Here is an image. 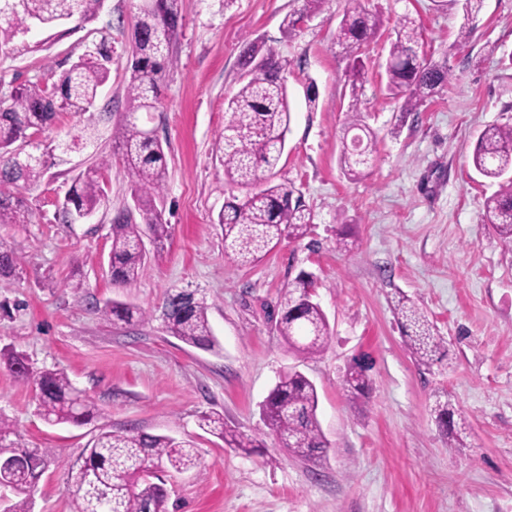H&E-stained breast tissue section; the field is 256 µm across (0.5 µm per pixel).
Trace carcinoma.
<instances>
[{
	"instance_id": "obj_1",
	"label": "carcinoma",
	"mask_w": 512,
	"mask_h": 512,
	"mask_svg": "<svg viewBox=\"0 0 512 512\" xmlns=\"http://www.w3.org/2000/svg\"><path fill=\"white\" fill-rule=\"evenodd\" d=\"M351 2L354 7L343 14L336 32V43L349 59L346 77L351 98L342 128L339 163L344 175L356 180L370 166L375 150L374 134L360 110L361 55L378 36L382 23L361 0ZM101 7L102 0H0V46L35 24L50 27L65 20L89 22ZM180 10V0H158L156 8L139 11L135 22L127 83L131 112L124 122L112 127L111 138L127 163L134 206L143 223H136L130 209L112 220L108 274L118 286L138 278L147 258L143 237H150L159 250L170 237L169 225L154 200L168 174L165 153L157 138L137 123L135 113L155 108L163 73L176 64L173 44L179 35ZM420 36L416 20L401 17L386 60L387 90L402 100L403 115L418 111L446 88L451 78L447 65L419 54ZM109 59L107 47L101 45L79 57L57 80L21 84L0 103V224L31 223V207L14 194L21 183L37 185L47 169V151L31 136L53 124L63 112L80 115L89 111L108 79ZM238 65L245 80L228 100L230 118L219 136V151L225 181L246 193L225 199L218 224L224 232V249L243 262H255L271 243L285 237H305L313 214L292 186L273 180L291 124L290 101L282 78L288 62L275 51L246 39ZM472 165L478 175L498 184V190L485 201L484 222L504 244L512 246V126L487 125L479 131ZM109 167L110 161L101 158L77 176L66 196L64 217L92 213L101 205ZM19 266V254L0 243V283L13 278ZM314 288L311 275L299 274L282 292L275 320L277 335L306 358L322 353L330 336L327 316L313 298ZM99 312L124 323L141 315L138 308L118 301L106 302ZM394 314L414 360L420 365L433 364L444 348V339L424 312L412 300L401 297ZM162 317L170 335L183 343L204 350L218 346L206 307L193 294L171 295ZM4 364L18 379H34L39 406L48 422L82 425L94 415L95 404L65 373H36L14 352L4 356ZM368 385L362 366L350 368L342 379V390L353 399L364 395ZM317 408L314 383L303 373L289 370L279 376L261 404V415L290 454L317 461L328 448ZM434 413L454 447H466L464 422L455 419L451 400L436 399ZM199 426L246 454L260 447L253 436L228 427L219 413L202 414ZM48 454L47 448L28 447L13 425L0 417V491L8 493L7 512H32V495L45 472ZM196 461L191 440L177 441L132 429L101 432L81 459L68 467L72 512H169L163 473H182Z\"/></svg>"
}]
</instances>
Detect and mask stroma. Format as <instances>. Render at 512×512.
I'll use <instances>...</instances> for the list:
<instances>
[{
  "label": "stroma",
  "mask_w": 512,
  "mask_h": 512,
  "mask_svg": "<svg viewBox=\"0 0 512 512\" xmlns=\"http://www.w3.org/2000/svg\"><path fill=\"white\" fill-rule=\"evenodd\" d=\"M140 5L104 0L91 22L34 29L0 50L3 97L18 85L58 78L100 43L112 48L94 107L60 114L40 134L53 146L94 126L101 138L23 189L31 223L0 224V243L21 257L17 276L0 288V350L24 354L35 370L63 371L97 408L81 426L48 424L33 383L0 364V416L29 447L51 453L33 512H71L66 468L99 431L129 429L194 441L196 466L167 484L173 512H512V249L482 222L497 185L471 164L481 129L512 125V0H483L462 46L461 6L366 0L382 20L365 58L362 96L376 151L357 181L338 164L349 95L335 35L348 0H323L293 31L283 20L304 0H182L177 63L160 83L155 110L137 115L166 155L156 204L171 236L164 249H149L133 284L118 287L104 271L110 226L133 200L109 133L128 110ZM406 15L421 29L420 53L447 62L451 80L400 123L385 60ZM248 37L288 61L292 122L275 179L296 188L314 220L303 239L281 240L244 265L225 251L218 224L231 187L217 140L229 119L226 101L240 87L238 57ZM311 86L318 92L312 106ZM102 157L111 161L105 203L89 218L63 222L73 179ZM342 232L349 248L336 245ZM303 271L317 280L331 330L312 359L289 351L274 329L281 292ZM180 291L204 304L219 350L167 332L162 307ZM401 294L445 340V355L432 366L417 365L405 346L392 310ZM112 299L138 307L144 318L107 320L100 309ZM357 362L368 367L370 391L354 401L340 383ZM291 369L317 389L329 448L315 464L289 455L260 416L279 375ZM442 392L468 423L464 451L449 447L435 421ZM211 411L262 440L261 452L228 448L200 429V414Z\"/></svg>",
  "instance_id": "obj_1"
}]
</instances>
